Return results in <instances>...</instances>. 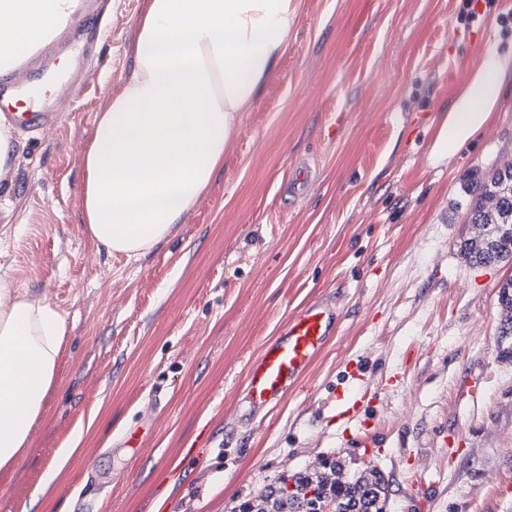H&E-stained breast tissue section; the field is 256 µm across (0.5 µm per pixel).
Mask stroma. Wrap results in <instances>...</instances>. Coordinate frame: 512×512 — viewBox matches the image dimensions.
<instances>
[{
	"mask_svg": "<svg viewBox=\"0 0 512 512\" xmlns=\"http://www.w3.org/2000/svg\"><path fill=\"white\" fill-rule=\"evenodd\" d=\"M145 0H108V34L77 20L67 67L26 92L62 104L19 122L0 194V269L67 323L34 437L0 477V512H229L325 458L377 468L385 512H512V358L498 286L470 264L478 181L512 163V85L484 131L429 158L489 49L512 50V0H299L288 48L174 236L134 261L81 222L82 147L130 71ZM332 301L338 324L299 386L233 423L248 368L288 317ZM151 420L136 449L125 434ZM79 450L31 494L75 430Z\"/></svg>",
	"mask_w": 512,
	"mask_h": 512,
	"instance_id": "35a3bbf8",
	"label": "stroma"
}]
</instances>
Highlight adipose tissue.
Listing matches in <instances>:
<instances>
[{
    "label": "adipose tissue",
    "instance_id": "adipose-tissue-1",
    "mask_svg": "<svg viewBox=\"0 0 512 512\" xmlns=\"http://www.w3.org/2000/svg\"><path fill=\"white\" fill-rule=\"evenodd\" d=\"M82 0H0V77L37 53ZM297 0H148L131 70L84 151L80 206L98 250L136 260L171 237L224 164L242 112L288 45ZM512 54L486 52L445 114L434 158L487 125ZM66 322L0 277V474L31 442L56 379Z\"/></svg>",
    "mask_w": 512,
    "mask_h": 512
}]
</instances>
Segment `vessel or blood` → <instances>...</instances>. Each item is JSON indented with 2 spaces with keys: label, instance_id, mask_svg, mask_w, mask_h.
<instances>
[{
  "label": "vessel or blood",
  "instance_id": "obj_1",
  "mask_svg": "<svg viewBox=\"0 0 512 512\" xmlns=\"http://www.w3.org/2000/svg\"><path fill=\"white\" fill-rule=\"evenodd\" d=\"M336 309L315 302L298 309L269 339L249 366L245 401L249 411L280 403L308 372L336 327Z\"/></svg>",
  "mask_w": 512,
  "mask_h": 512
}]
</instances>
